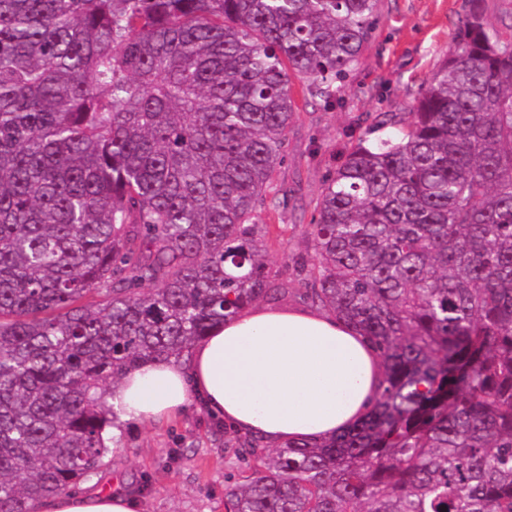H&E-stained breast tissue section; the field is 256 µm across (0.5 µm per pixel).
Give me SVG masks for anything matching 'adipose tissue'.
Returning a JSON list of instances; mask_svg holds the SVG:
<instances>
[{
	"label": "adipose tissue",
	"mask_w": 512,
	"mask_h": 512,
	"mask_svg": "<svg viewBox=\"0 0 512 512\" xmlns=\"http://www.w3.org/2000/svg\"><path fill=\"white\" fill-rule=\"evenodd\" d=\"M382 362L359 331L332 313L255 306L210 331L189 363L129 372L108 390L119 423L170 421L190 403L217 422L273 445L316 443L359 421L374 403ZM43 512H138L121 493L64 492Z\"/></svg>",
	"instance_id": "obj_1"
}]
</instances>
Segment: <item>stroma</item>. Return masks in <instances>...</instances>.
<instances>
[{"mask_svg": "<svg viewBox=\"0 0 512 512\" xmlns=\"http://www.w3.org/2000/svg\"><path fill=\"white\" fill-rule=\"evenodd\" d=\"M470 6V0H377V22L334 107L312 98L306 79L293 78L295 119L277 176L280 205L258 218L288 227L282 240L269 244L268 266L283 269L292 256L314 259L307 228L325 177L379 113L411 111ZM119 446L80 493L121 491L139 500L140 512H224L225 480L237 459L224 445L223 427L204 410L192 405L171 422L123 425Z\"/></svg>", "mask_w": 512, "mask_h": 512, "instance_id": "1", "label": "stroma"}]
</instances>
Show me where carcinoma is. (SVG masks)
<instances>
[{
    "mask_svg": "<svg viewBox=\"0 0 512 512\" xmlns=\"http://www.w3.org/2000/svg\"><path fill=\"white\" fill-rule=\"evenodd\" d=\"M473 8L411 112L357 139L291 258L382 359L376 406L276 449L224 512H512V35ZM376 0H0V512L109 452L102 400L288 293L275 179L290 74L336 103Z\"/></svg>",
    "mask_w": 512,
    "mask_h": 512,
    "instance_id": "1",
    "label": "carcinoma"
}]
</instances>
